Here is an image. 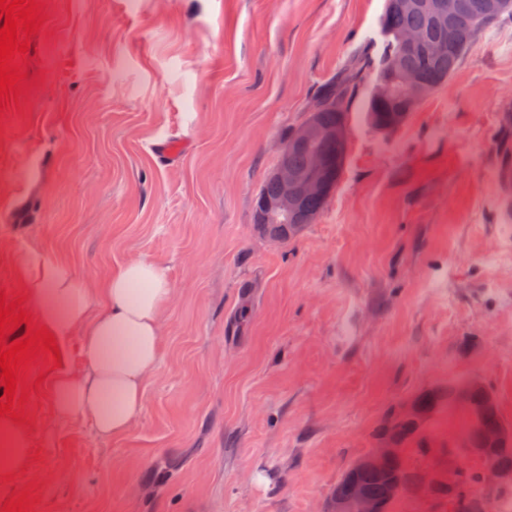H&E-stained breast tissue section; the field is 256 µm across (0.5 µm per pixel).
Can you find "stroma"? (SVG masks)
Masks as SVG:
<instances>
[{"label": "stroma", "mask_w": 512, "mask_h": 512, "mask_svg": "<svg viewBox=\"0 0 512 512\" xmlns=\"http://www.w3.org/2000/svg\"><path fill=\"white\" fill-rule=\"evenodd\" d=\"M0 110V293L23 266L93 288L133 259L174 288L140 420L117 439L53 414L32 361L33 512H321L384 413L477 378L512 424V266L495 169L512 156V16L396 131L351 92L315 224L259 234L289 126L379 32L385 0H39ZM189 154L159 156L162 144Z\"/></svg>", "instance_id": "1"}]
</instances>
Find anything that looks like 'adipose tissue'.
Here are the masks:
<instances>
[{
    "mask_svg": "<svg viewBox=\"0 0 512 512\" xmlns=\"http://www.w3.org/2000/svg\"><path fill=\"white\" fill-rule=\"evenodd\" d=\"M38 325L61 343L80 336L86 364L62 370L53 386L57 418L88 420L98 436H124L144 409V388L164 348L162 318L173 288L159 264L137 259L114 268L96 288L78 284L58 262L26 279ZM27 425L0 417V494L28 463Z\"/></svg>",
    "mask_w": 512,
    "mask_h": 512,
    "instance_id": "obj_1",
    "label": "adipose tissue"
}]
</instances>
